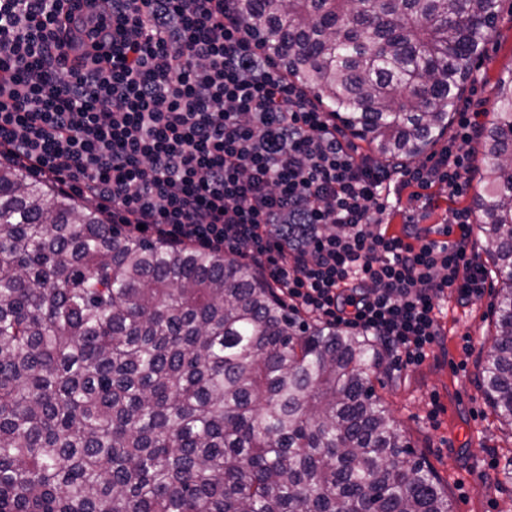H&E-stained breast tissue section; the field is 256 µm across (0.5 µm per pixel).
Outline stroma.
<instances>
[{"label":"stroma","mask_w":512,"mask_h":512,"mask_svg":"<svg viewBox=\"0 0 512 512\" xmlns=\"http://www.w3.org/2000/svg\"><path fill=\"white\" fill-rule=\"evenodd\" d=\"M498 5L501 19L487 34L459 109L475 108L489 98L492 85L512 71V0H499ZM479 150L478 143H470L469 186L462 195L448 197L438 184L426 188L434 200L427 224L449 225L456 211L474 210L481 188ZM495 288L490 278L481 297L470 304L448 299L428 357L407 365L396 353H388L385 372L372 378L415 455L425 458L447 490L452 512H512L511 491L498 488L489 497L466 479L475 470L486 480L497 479L512 456V432L501 427L476 384L479 363L495 332Z\"/></svg>","instance_id":"stroma-1"}]
</instances>
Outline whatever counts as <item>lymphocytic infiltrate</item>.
<instances>
[{
  "instance_id": "obj_1",
  "label": "lymphocytic infiltrate",
  "mask_w": 512,
  "mask_h": 512,
  "mask_svg": "<svg viewBox=\"0 0 512 512\" xmlns=\"http://www.w3.org/2000/svg\"><path fill=\"white\" fill-rule=\"evenodd\" d=\"M79 26L83 64L57 50L64 0H0V160L68 187L129 233L261 263L293 308L375 336L423 361L438 302L479 297L467 256L469 212L454 242L388 233L392 182L462 193L476 115L433 165L401 170L362 155L252 41L238 0H102Z\"/></svg>"
}]
</instances>
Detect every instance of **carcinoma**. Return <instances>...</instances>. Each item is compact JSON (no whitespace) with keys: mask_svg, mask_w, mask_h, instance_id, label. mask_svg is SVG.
<instances>
[{"mask_svg":"<svg viewBox=\"0 0 512 512\" xmlns=\"http://www.w3.org/2000/svg\"><path fill=\"white\" fill-rule=\"evenodd\" d=\"M253 36L381 161L448 129L497 0H240ZM482 129L500 284L477 386L512 428V72ZM381 342L257 268L122 231L0 164V512H452L371 375Z\"/></svg>","mask_w":512,"mask_h":512,"instance_id":"cac0c4a2","label":"carcinoma"}]
</instances>
